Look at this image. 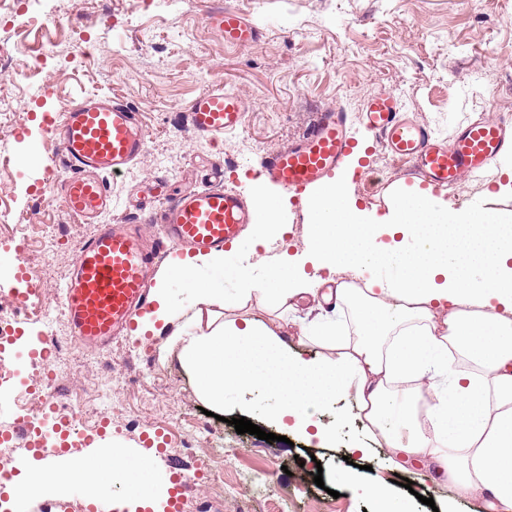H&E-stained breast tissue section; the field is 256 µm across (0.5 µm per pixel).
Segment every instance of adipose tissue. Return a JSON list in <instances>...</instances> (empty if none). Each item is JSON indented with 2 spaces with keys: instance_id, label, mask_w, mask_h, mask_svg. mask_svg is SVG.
Here are the masks:
<instances>
[{
  "instance_id": "obj_1",
  "label": "adipose tissue",
  "mask_w": 512,
  "mask_h": 512,
  "mask_svg": "<svg viewBox=\"0 0 512 512\" xmlns=\"http://www.w3.org/2000/svg\"><path fill=\"white\" fill-rule=\"evenodd\" d=\"M349 187L345 174L308 192L314 228L302 253L228 270L216 252L172 268L189 282L203 265L230 272L234 298L192 289L202 305L227 310L258 296L293 312L311 296L332 303L338 318H312L306 330L335 357L302 358L276 329L247 318L183 337V365L218 409L230 390L278 393L277 423L323 446L335 444L334 432L309 409L357 390L366 429L381 436L392 460L430 459L459 490L482 493L486 512H512V215L452 210L413 185L400 188L378 217L350 203ZM365 265H392L396 274L323 291L324 275ZM444 303L449 312L441 318L436 309ZM452 345L477 373L454 370ZM101 455L102 467L64 462L23 473L14 486L32 498L83 486L93 502L118 480L129 500L152 506L159 487L136 478L138 462L114 448Z\"/></svg>"
}]
</instances>
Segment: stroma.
Instances as JSON below:
<instances>
[{"mask_svg":"<svg viewBox=\"0 0 512 512\" xmlns=\"http://www.w3.org/2000/svg\"><path fill=\"white\" fill-rule=\"evenodd\" d=\"M219 0H33L12 6L0 0V48L23 79L0 85V265H13L17 248L29 246L25 278L0 276V303L11 306L25 331L26 349L38 348L42 331L67 339L69 350L48 368L26 373L30 389L52 378L60 395L79 392L105 399L109 425L92 445L77 444L78 458L97 449L122 448L152 458L157 478L185 476V512H371L365 488L379 480L395 485L412 512H482L483 500L459 492L447 474L423 459L394 468L385 448L369 440L358 420L356 392L312 410L313 420L335 429L336 444L293 436L272 420L273 396L228 392L222 431L199 448L178 444L188 424L203 420L198 382L179 360L172 333L206 334L212 324L243 317L274 323L278 313L254 299L230 311L196 303L183 282L169 283L175 301L193 315L162 332L131 334L104 352L80 346L58 304L88 224L75 223L56 189L44 186V170L59 160V145L46 127L85 94L119 97L145 120L148 145L122 176L109 180L115 210L111 224L138 208L159 210L165 194L207 184L214 162L224 184L254 200L256 168L263 154L285 148L306 133L319 111L348 112L365 156L350 192L361 207L386 212L394 184L408 182L404 165L373 148L361 113L369 92L382 87L437 138H450L459 123L512 114V0H229L263 30L248 49L224 44L206 22ZM235 92L246 108L245 124L222 143L191 136L186 108L215 84ZM284 232L255 257L301 251L310 231L304 204L274 193ZM112 363L115 375L103 372ZM247 417L272 441L237 433L230 421ZM361 447L357 465L344 451ZM223 457H216V449ZM320 461L322 484L305 478L303 462Z\"/></svg>","mask_w":512,"mask_h":512,"instance_id":"1","label":"stroma"}]
</instances>
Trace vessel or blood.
Here are the masks:
<instances>
[{"label":"vessel or blood","instance_id":"vessel-or-blood-1","mask_svg":"<svg viewBox=\"0 0 512 512\" xmlns=\"http://www.w3.org/2000/svg\"><path fill=\"white\" fill-rule=\"evenodd\" d=\"M207 20L223 29L232 46L245 48L261 37L245 13L228 4ZM244 115L240 97L216 85L190 103L187 126L193 136L218 143L242 126ZM362 123L375 145L405 160L412 177L436 194L453 190L462 178L480 176L512 147L511 116L472 121L451 139H439L401 116L397 98L386 90L368 95ZM50 131L64 159L63 166L51 167V181L76 222L93 227L61 290L63 313L80 345L101 350L130 335L153 302V281L167 257L229 251L247 225L258 221L247 198L225 187L219 166L211 171L212 184L165 196L148 217L160 227L155 239H147L138 222L101 223L115 207L107 177L125 173L146 150L148 134L139 114L124 101L87 94L73 101ZM356 147L347 112L325 109L309 133L265 154L258 174L299 199L336 177Z\"/></svg>","mask_w":512,"mask_h":512}]
</instances>
